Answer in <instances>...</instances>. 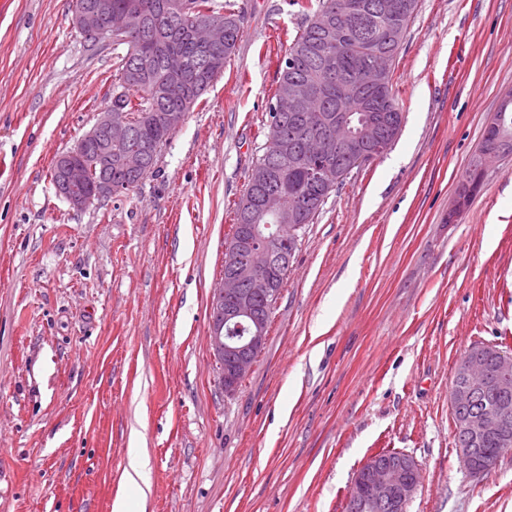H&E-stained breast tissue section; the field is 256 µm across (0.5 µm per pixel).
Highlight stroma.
<instances>
[{
  "label": "stroma",
  "instance_id": "1",
  "mask_svg": "<svg viewBox=\"0 0 512 512\" xmlns=\"http://www.w3.org/2000/svg\"><path fill=\"white\" fill-rule=\"evenodd\" d=\"M244 2L235 53L153 174L77 211L50 170L109 104L115 52L72 0H0V512H112L121 495L128 512H346L385 449L421 469L407 512H512V450L471 477L449 403L473 345L512 353V157L455 206L512 91V0H418L399 134L308 226L229 395L212 290L306 21L292 0Z\"/></svg>",
  "mask_w": 512,
  "mask_h": 512
}]
</instances>
